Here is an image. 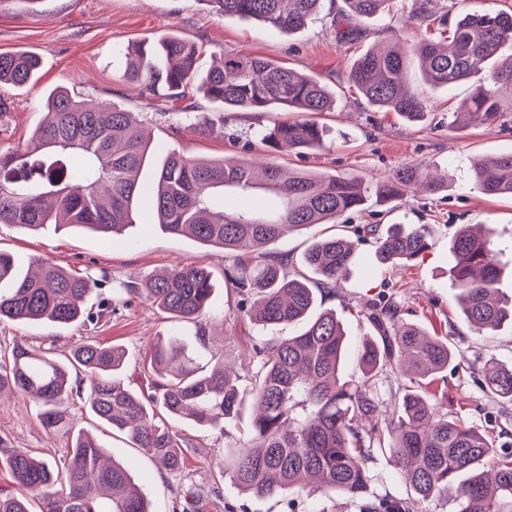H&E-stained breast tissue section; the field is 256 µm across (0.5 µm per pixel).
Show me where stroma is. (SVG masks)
Instances as JSON below:
<instances>
[{
	"label": "stroma",
	"mask_w": 512,
	"mask_h": 512,
	"mask_svg": "<svg viewBox=\"0 0 512 512\" xmlns=\"http://www.w3.org/2000/svg\"><path fill=\"white\" fill-rule=\"evenodd\" d=\"M406 25L396 10L372 19L363 38L345 44L337 42L326 14L288 35L254 19L218 17L205 0H0V52H27L41 61L29 84H0V97L11 104L6 117L0 118V151L32 144L45 117L48 94L65 87L84 98L113 102L133 112L151 136V168L173 150L197 159L239 156L260 161L270 156L260 132L285 120V113L228 111L219 133L197 123L199 113L216 109L197 90L187 91L166 110L160 99L142 94L140 84L127 79V60L121 47H150L173 33L198 44L203 71L224 56L248 54L315 76L336 96L335 110L315 117L325 130L324 145L276 153L273 156L279 164L366 182L411 165L447 173L448 187L431 196L408 193L387 205L368 202L362 211L348 213L336 223L315 224L283 236L275 244V252L287 257L288 271L294 274L302 270L303 255L315 239L336 234L356 240L360 261L350 268L335 295H322L317 301L318 309L335 312L346 332L343 373L357 375L355 354L369 333L353 316V308L396 303L402 323L448 340L453 361L447 378L431 382L428 389L447 395L449 414L493 437L511 434L512 404L495 405L488 400L479 370L491 356L512 363V327L479 334L469 325L456 305L449 245L461 225H489L494 247L501 252L500 292L512 297V197L481 194L473 170L476 159L512 151V115L503 123L449 128L451 113L469 98L474 80L435 89L423 83L414 63L408 66L407 80L424 103L423 121L411 124L398 113L371 108L350 85V69L368 48ZM151 168L142 173L143 182H151ZM135 222L122 240L110 244L86 230L50 226L28 233L0 224V250L11 253L21 270L47 258L97 282L86 302L93 321L69 325L0 321V359L9 360L18 343L51 351L60 359L77 342L98 341L123 347L124 379L146 386L143 368L156 337L175 325L191 341L198 326L172 323L168 314L147 301H127L124 289L128 283L174 265L197 263L212 273L211 310L224 318L223 327L210 328L206 345L196 347L198 359L204 365L221 360L236 370L247 367L252 347L263 332L238 319V298L224 279L228 263L223 252L161 231L147 211H137ZM368 224L382 232L396 224L426 228L429 247L411 261L378 264L374 237L361 232ZM66 418L65 427L49 432L28 398L1 401L0 460L12 450L63 458L77 432L84 431L97 437L107 452L128 468L153 512H358L355 504L339 493L321 496L295 489L273 499L242 494L223 475L230 439L187 418L172 421L184 441V466L176 474L131 448L123 435L96 419L83 403L70 404Z\"/></svg>",
	"instance_id": "stroma-1"
}]
</instances>
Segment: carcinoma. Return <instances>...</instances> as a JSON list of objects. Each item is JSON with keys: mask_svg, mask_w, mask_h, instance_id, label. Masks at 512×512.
I'll return each instance as SVG.
<instances>
[{"mask_svg": "<svg viewBox=\"0 0 512 512\" xmlns=\"http://www.w3.org/2000/svg\"><path fill=\"white\" fill-rule=\"evenodd\" d=\"M220 17L253 18L292 34L322 12L324 0H207ZM332 15L339 42L350 43L364 22L382 13L390 0H343ZM465 0H411L408 19L422 32L410 43L399 40L366 51L353 65L350 81L369 106L397 112L410 121L424 116L418 94L406 80L407 59L416 58L424 81L450 86L484 73L467 111L453 127L493 124L508 112L496 87L512 85V57L501 49L512 43V12L464 11ZM194 44L169 37L138 51L128 78L145 83L149 94H180L192 83L212 103L242 112H329L336 104L317 78L301 75L258 56L224 57L206 72L195 68ZM39 67L28 53L0 52V84L23 86ZM48 120L33 145L0 153V224L37 232L48 224L84 229L103 239L133 226V212L148 208L169 234L191 236L224 250L233 260L225 278L239 296V315L274 330L288 324L292 336L253 346L254 369L232 377L221 363L206 369L176 332L159 338L150 356L149 392L122 378L124 351L84 341L67 362L26 343L13 347L0 363V396L25 394L38 402L42 425L50 430L65 418L73 397L68 366L81 367L88 381L90 412L127 437L132 447L160 460L176 473L184 464L178 434L156 421L158 406L173 418L187 417L201 427L233 422L247 394L256 414L250 436L238 442L228 468L233 483L256 498H272L305 485L312 492H340L359 512H428L426 503L451 498L453 512H512V447L496 448L491 437L457 417L447 400L428 392L453 360L442 338L399 323L395 304L364 307L357 316L375 336L358 351L360 375L346 377L345 332L336 313L316 311V294L334 293L358 260L353 243L341 237L313 242L304 255L316 276L290 277L284 260L271 251L285 232L328 224L364 207L370 198L385 205L414 190L435 194L447 186L439 177L405 166L369 185L336 174L290 171L274 162L256 169L246 160H197L177 152L164 156L149 185L140 180L150 141L131 113L114 103L78 100L66 89L50 93ZM274 151L313 149L323 129L313 121H289L261 132ZM478 189L489 196H512V153L474 163ZM288 188L272 214L224 209L225 190L248 195L261 188ZM429 247L419 228L400 224L378 238L381 265L410 261ZM452 280L461 310L482 333L512 324V298L499 295L500 277L491 232L459 228L450 244ZM95 281L45 260L38 272L21 273L0 251V319L70 324L83 317ZM213 284L209 269L187 263L129 285L124 292L156 304L170 315L204 320ZM485 390L512 402V366L495 357L481 370ZM393 459L413 492L410 498L368 494L371 467L381 456ZM4 466L13 484L30 494L0 492V512H151L150 501L122 464L112 460L89 434L76 435L63 462L10 453Z\"/></svg>", "mask_w": 512, "mask_h": 512, "instance_id": "1", "label": "carcinoma"}]
</instances>
